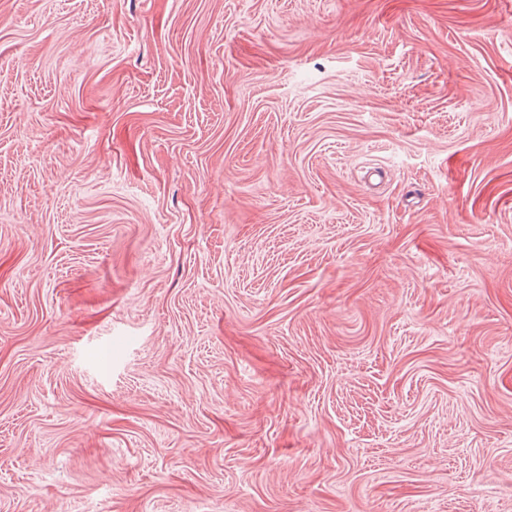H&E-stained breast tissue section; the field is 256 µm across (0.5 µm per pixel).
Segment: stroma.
Wrapping results in <instances>:
<instances>
[{
    "mask_svg": "<svg viewBox=\"0 0 512 512\" xmlns=\"http://www.w3.org/2000/svg\"><path fill=\"white\" fill-rule=\"evenodd\" d=\"M0 512H512V0H0Z\"/></svg>",
    "mask_w": 512,
    "mask_h": 512,
    "instance_id": "35a3bbf8",
    "label": "stroma"
}]
</instances>
